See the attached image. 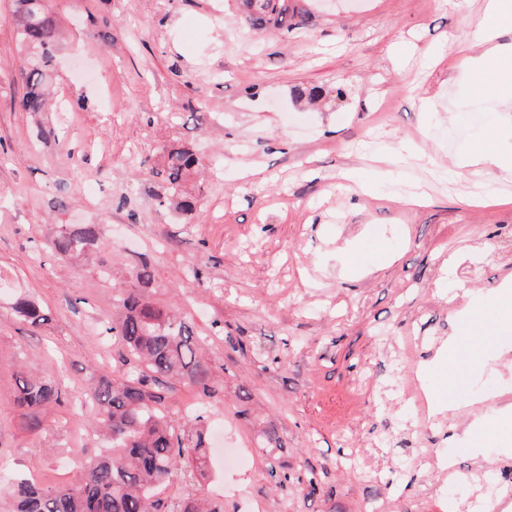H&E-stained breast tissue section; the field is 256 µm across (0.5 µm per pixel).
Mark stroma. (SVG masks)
Returning a JSON list of instances; mask_svg holds the SVG:
<instances>
[{"label": "stroma", "mask_w": 512, "mask_h": 512, "mask_svg": "<svg viewBox=\"0 0 512 512\" xmlns=\"http://www.w3.org/2000/svg\"><path fill=\"white\" fill-rule=\"evenodd\" d=\"M47 6L63 34L52 75L62 116L22 111L24 52L13 2L0 0V469L81 481L103 443L79 394L123 367L101 327L114 288L145 258L156 268L149 300L205 340L218 388L204 429L225 426L248 454L221 471L208 458L167 496L211 495L218 478L224 512H483L490 496L512 500V458L497 443L486 445L495 464L478 467L447 442L464 415L434 418L403 400L444 378L430 359L465 303L459 287L491 296L512 274V174L498 177L509 201L478 208L484 174L454 180L413 159L427 203L412 209L399 200L406 184L359 195L342 176L369 177L376 155L410 140L447 163L479 141L512 149L501 131L512 112L478 97L467 68L444 107L419 108L440 76L427 49L476 54L483 0L459 12L441 0H298L304 23L288 31L248 26L237 0ZM299 86L344 95L310 106ZM52 125L58 139L42 138ZM173 146L217 162L188 181L201 194L191 221L155 205V171ZM54 224L107 225L109 275L45 248ZM352 243L356 274L345 266ZM386 251L393 262L374 269ZM21 294L49 312L46 325L15 319ZM25 368L58 381L60 404L18 407ZM454 376L474 412L494 417L490 394L512 402V361L496 351ZM270 428L279 447L261 443ZM439 453L453 470L436 466ZM273 465L315 472L318 491L276 487Z\"/></svg>", "instance_id": "obj_1"}]
</instances>
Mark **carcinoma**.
<instances>
[{"instance_id":"1","label":"carcinoma","mask_w":512,"mask_h":512,"mask_svg":"<svg viewBox=\"0 0 512 512\" xmlns=\"http://www.w3.org/2000/svg\"><path fill=\"white\" fill-rule=\"evenodd\" d=\"M255 29L288 28L303 22L293 0H238ZM11 21L25 47L20 68L25 86L24 112L48 109L47 86L53 71L59 27L43 0H14ZM199 158L186 148H173L158 171L162 185L156 194L159 209L194 217L199 200L186 189ZM106 224H57L46 247L66 259H92L107 236ZM155 272L144 260L128 271L113 297V317L102 333L119 337L132 356L129 371L118 378L101 375L84 394L95 408L94 429L108 451L96 457L81 483L47 486L11 476L6 487L5 512H224V505L202 497L162 496L176 483L185 465L203 463L206 437L198 426L207 412L203 405L188 418H176L166 405L175 383L215 394L216 379L194 337L193 326L180 314L153 305L146 296ZM14 317L38 328L48 315L35 300L20 295L12 303ZM61 402V389L52 379L30 374L19 380L17 403L38 410Z\"/></svg>"}]
</instances>
